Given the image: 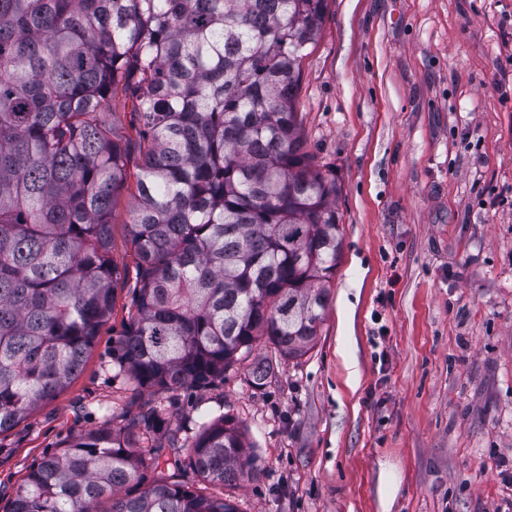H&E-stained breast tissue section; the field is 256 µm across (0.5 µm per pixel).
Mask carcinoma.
<instances>
[{
	"label": "carcinoma",
	"mask_w": 512,
	"mask_h": 512,
	"mask_svg": "<svg viewBox=\"0 0 512 512\" xmlns=\"http://www.w3.org/2000/svg\"><path fill=\"white\" fill-rule=\"evenodd\" d=\"M327 0H0V434L82 370L117 283H132L116 374L174 393L250 383L314 349L341 241L335 174L300 135L302 60ZM131 104L136 137L111 104ZM135 172H130V168ZM135 177L133 269L109 262ZM134 276H129V272ZM167 407L74 436L6 512H237L178 479H256L242 425L200 424L188 464L140 448ZM156 477L146 480L144 470Z\"/></svg>",
	"instance_id": "obj_1"
}]
</instances>
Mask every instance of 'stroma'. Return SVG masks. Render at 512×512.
Listing matches in <instances>:
<instances>
[{"label":"stroma","mask_w":512,"mask_h":512,"mask_svg":"<svg viewBox=\"0 0 512 512\" xmlns=\"http://www.w3.org/2000/svg\"><path fill=\"white\" fill-rule=\"evenodd\" d=\"M300 132L333 170L341 254L315 348L178 391L169 431L234 416L259 479L239 512H512V0H328ZM133 201L109 258L131 265ZM117 288L82 371L0 434V508L46 454L164 392L112 371Z\"/></svg>","instance_id":"1"}]
</instances>
